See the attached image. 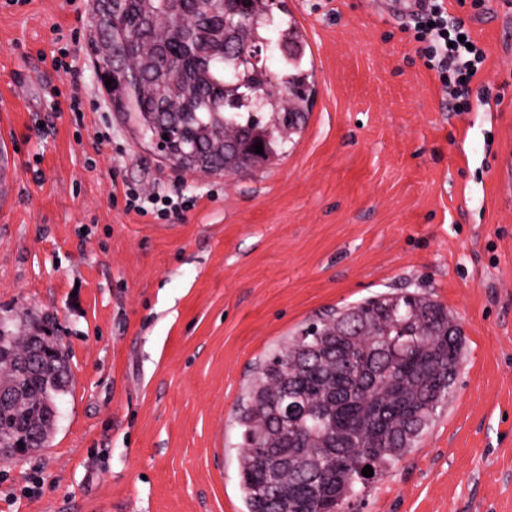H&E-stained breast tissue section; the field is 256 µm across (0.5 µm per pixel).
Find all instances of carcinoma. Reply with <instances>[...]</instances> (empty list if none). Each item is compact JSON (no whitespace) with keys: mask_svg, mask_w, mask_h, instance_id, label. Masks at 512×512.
Masks as SVG:
<instances>
[{"mask_svg":"<svg viewBox=\"0 0 512 512\" xmlns=\"http://www.w3.org/2000/svg\"><path fill=\"white\" fill-rule=\"evenodd\" d=\"M245 27L232 52L219 55L199 36L180 49V33L208 30L220 11L218 0H200L174 11L170 0H130L128 8L94 33L130 47L125 81L112 95V109L154 139L163 128L157 113L172 115L179 126L169 152L179 157L201 147L220 162L238 145H255L264 133L263 154H248L251 169L277 155L306 120L313 88L303 68L305 40L294 21L276 19L271 0H241ZM289 52L279 70L238 60L264 47L268 33ZM157 62L191 74L192 91L160 90L141 70V57L152 47ZM209 59L197 71L196 60ZM466 337L448 308L418 292L378 294L282 337L244 387L234 418L242 451L237 457L246 512H344L366 480L362 469L383 475L397 465L430 427L437 408L452 393L463 361ZM27 407L0 413V424L17 428L31 417L54 419L43 407V378L30 380ZM288 400L313 407L298 423L279 417ZM288 445L300 467L266 469L258 449Z\"/></svg>","mask_w":512,"mask_h":512,"instance_id":"cac0c4a2","label":"carcinoma"}]
</instances>
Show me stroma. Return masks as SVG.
I'll return each instance as SVG.
<instances>
[{"mask_svg":"<svg viewBox=\"0 0 512 512\" xmlns=\"http://www.w3.org/2000/svg\"><path fill=\"white\" fill-rule=\"evenodd\" d=\"M285 4L317 87L306 126L271 164L218 175L177 170L113 112L91 0H0L19 182L0 206V325L53 330L69 376L47 447L0 459V512H245L233 418L256 364L401 290L448 307L464 362L417 448L347 512H512V0H443L485 52L461 110L413 13ZM116 180L200 203L128 213Z\"/></svg>","mask_w":512,"mask_h":512,"instance_id":"1","label":"stroma"}]
</instances>
